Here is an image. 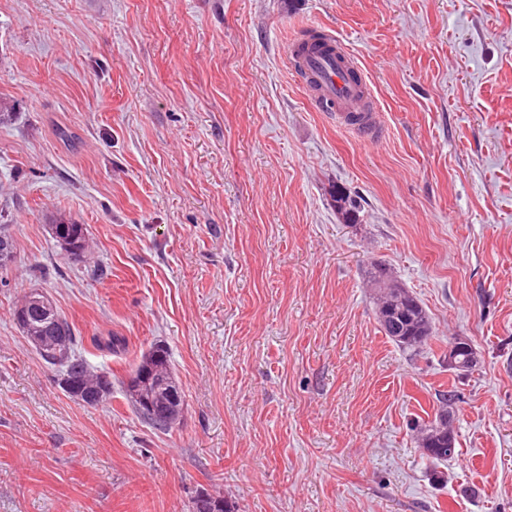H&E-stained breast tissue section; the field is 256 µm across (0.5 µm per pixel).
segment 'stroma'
I'll use <instances>...</instances> for the list:
<instances>
[{
	"label": "stroma",
	"instance_id": "stroma-1",
	"mask_svg": "<svg viewBox=\"0 0 512 512\" xmlns=\"http://www.w3.org/2000/svg\"><path fill=\"white\" fill-rule=\"evenodd\" d=\"M305 30L354 54L375 141L310 103ZM0 97V512H512V0H0ZM378 266L426 309L423 350L381 330ZM33 289L106 401L23 336ZM156 345L184 401L166 432L122 386ZM448 389L458 453L433 465L416 425ZM336 210L345 224L357 223L358 208L351 193L344 187L336 185L335 190ZM53 224H66L69 233L73 234L76 239L82 243L83 249L84 247L86 249V233L83 224H76L75 222L64 218L56 219ZM66 226L65 228H60L57 231V239L64 249H67L68 252H74L76 249L72 244V238L66 232Z\"/></svg>",
	"mask_w": 512,
	"mask_h": 512
}]
</instances>
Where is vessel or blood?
<instances>
[{
  "label": "vessel or blood",
  "instance_id": "vessel-or-blood-1",
  "mask_svg": "<svg viewBox=\"0 0 512 512\" xmlns=\"http://www.w3.org/2000/svg\"><path fill=\"white\" fill-rule=\"evenodd\" d=\"M323 38L331 47L330 53L303 51L295 45L289 48L290 56L299 58L308 74L306 86L311 100L318 108L333 113L339 125L374 139L380 131V120L376 113L360 109L368 97L366 80L350 79L355 62L342 40L329 32Z\"/></svg>",
  "mask_w": 512,
  "mask_h": 512
}]
</instances>
